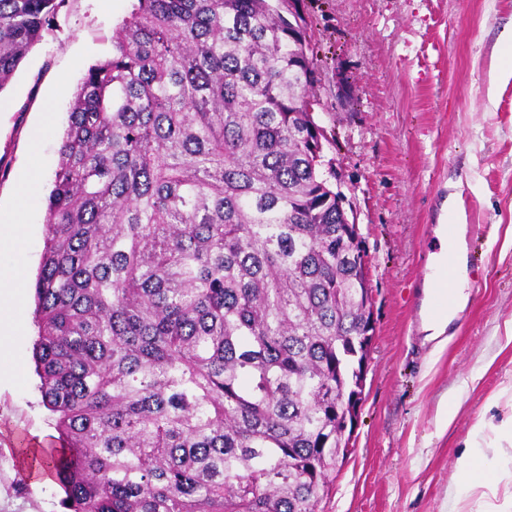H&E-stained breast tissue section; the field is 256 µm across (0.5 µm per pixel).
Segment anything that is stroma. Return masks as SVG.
<instances>
[{
	"instance_id": "obj_1",
	"label": "stroma",
	"mask_w": 512,
	"mask_h": 512,
	"mask_svg": "<svg viewBox=\"0 0 512 512\" xmlns=\"http://www.w3.org/2000/svg\"><path fill=\"white\" fill-rule=\"evenodd\" d=\"M132 0H64L56 25L0 91V227L24 212L23 239L0 269L36 274L45 198L71 93L112 51ZM325 155L366 240L376 333L351 451L323 512H449L455 462L479 422L512 415V67L501 42L512 0H304ZM481 225L466 251L467 301L428 338L430 231L449 206ZM34 292L13 361L0 359V512H64L58 482L23 471L57 443L32 358ZM451 421H443L444 410Z\"/></svg>"
}]
</instances>
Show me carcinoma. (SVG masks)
Instances as JSON below:
<instances>
[{"label":"carcinoma","instance_id":"obj_1","mask_svg":"<svg viewBox=\"0 0 512 512\" xmlns=\"http://www.w3.org/2000/svg\"><path fill=\"white\" fill-rule=\"evenodd\" d=\"M62 0H0V92ZM289 0H133L71 93L33 358L68 512H319L365 318Z\"/></svg>","mask_w":512,"mask_h":512}]
</instances>
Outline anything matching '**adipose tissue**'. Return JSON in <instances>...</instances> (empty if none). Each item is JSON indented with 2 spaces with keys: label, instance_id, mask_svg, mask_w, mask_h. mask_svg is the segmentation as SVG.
Segmentation results:
<instances>
[{
  "label": "adipose tissue",
  "instance_id": "ef3b65f1",
  "mask_svg": "<svg viewBox=\"0 0 512 512\" xmlns=\"http://www.w3.org/2000/svg\"><path fill=\"white\" fill-rule=\"evenodd\" d=\"M25 281L21 271L11 272L9 278H0V356L14 354V333L17 324L5 318L20 287ZM457 470L462 478L464 492L479 491L483 503L481 512H512V493L499 494L502 479L512 480V469L507 464L492 465L476 442H469L466 451L457 460Z\"/></svg>",
  "mask_w": 512,
  "mask_h": 512
}]
</instances>
